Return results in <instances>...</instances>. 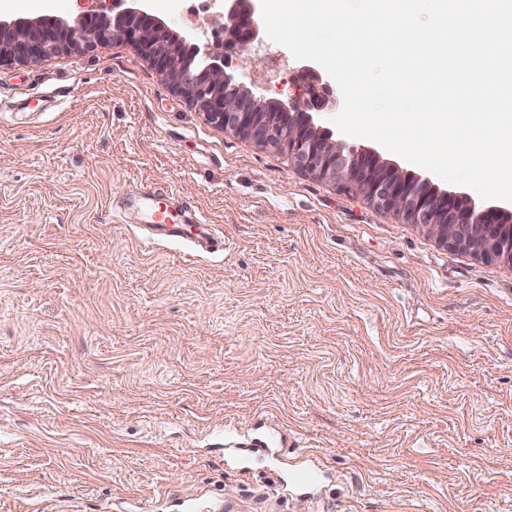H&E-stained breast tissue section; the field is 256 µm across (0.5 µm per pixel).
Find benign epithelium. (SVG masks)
Returning a JSON list of instances; mask_svg holds the SVG:
<instances>
[{
	"instance_id": "7a95c632",
	"label": "benign epithelium",
	"mask_w": 512,
	"mask_h": 512,
	"mask_svg": "<svg viewBox=\"0 0 512 512\" xmlns=\"http://www.w3.org/2000/svg\"><path fill=\"white\" fill-rule=\"evenodd\" d=\"M221 45H192L203 63L185 61L187 39L166 37L165 27L144 10L129 8L112 16L97 8L79 25L39 18L20 32L0 22V64H26L62 51H90L113 38L133 43L140 54L205 119L258 145L277 148L300 171L345 191L356 190L404 220L428 228L445 245L492 260L512 257V238L503 244L505 218L496 207L466 202L440 192L426 181L404 177L385 167L371 152L345 150L320 134L312 112L326 103L328 89L317 72L301 69L302 94L287 102H267L237 84L224 61L241 56L258 38L255 0H225Z\"/></svg>"
}]
</instances>
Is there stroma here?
<instances>
[{"label": "stroma", "mask_w": 512, "mask_h": 512, "mask_svg": "<svg viewBox=\"0 0 512 512\" xmlns=\"http://www.w3.org/2000/svg\"><path fill=\"white\" fill-rule=\"evenodd\" d=\"M0 6L75 23L83 0ZM170 32L218 7L150 0ZM226 72L271 101L302 61ZM314 113L331 141L447 183ZM229 249L145 248L155 188ZM284 444L257 448L262 416ZM319 481L291 482L308 462ZM279 478H272V471ZM512 512V265L207 122L126 40L0 67V512Z\"/></svg>", "instance_id": "stroma-1"}]
</instances>
